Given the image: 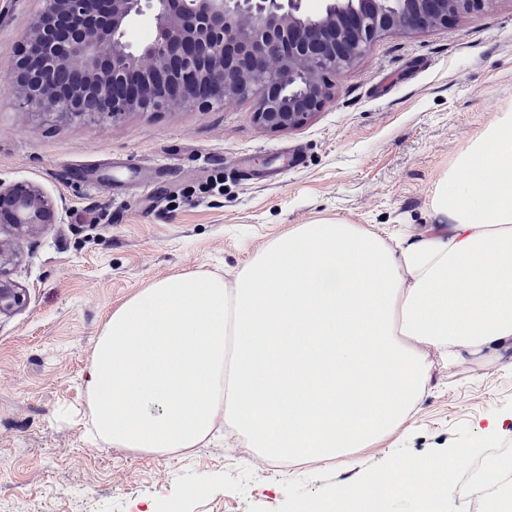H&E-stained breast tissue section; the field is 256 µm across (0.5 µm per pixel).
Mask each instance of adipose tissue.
Masks as SVG:
<instances>
[{"instance_id": "adipose-tissue-1", "label": "adipose tissue", "mask_w": 512, "mask_h": 512, "mask_svg": "<svg viewBox=\"0 0 512 512\" xmlns=\"http://www.w3.org/2000/svg\"><path fill=\"white\" fill-rule=\"evenodd\" d=\"M433 223L386 241L318 219L269 241L233 283L154 281L113 310L85 388L96 434L173 455L216 424L286 463L330 462L414 411L430 355L512 351V109L434 186Z\"/></svg>"}]
</instances>
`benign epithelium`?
I'll use <instances>...</instances> for the list:
<instances>
[{
	"mask_svg": "<svg viewBox=\"0 0 512 512\" xmlns=\"http://www.w3.org/2000/svg\"><path fill=\"white\" fill-rule=\"evenodd\" d=\"M41 0L13 55L14 89L39 115L82 122L250 99L259 124L296 128L330 100L329 77L389 33L448 28L489 0ZM149 10L154 37L128 38ZM59 220L40 187L0 178V223L31 232ZM22 303L0 278V314Z\"/></svg>",
	"mask_w": 512,
	"mask_h": 512,
	"instance_id": "7a95c632",
	"label": "benign epithelium"
}]
</instances>
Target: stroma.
Segmentation results:
<instances>
[{
	"instance_id": "1",
	"label": "stroma",
	"mask_w": 512,
	"mask_h": 512,
	"mask_svg": "<svg viewBox=\"0 0 512 512\" xmlns=\"http://www.w3.org/2000/svg\"><path fill=\"white\" fill-rule=\"evenodd\" d=\"M40 0H0V178L41 187L60 223L26 240L10 278L22 307L0 315V512H275L287 479L347 484L399 446L442 449L453 427L484 434L512 417V351L474 368L433 360L414 414L329 466L256 471L216 436L186 456L115 448L89 433L84 381L112 311L153 281L233 282L293 225L341 217L380 233L431 224L435 183L470 138L512 108V0L453 28L382 36L300 127L270 132L253 104L132 112L118 123L55 122L13 93V50Z\"/></svg>"
}]
</instances>
